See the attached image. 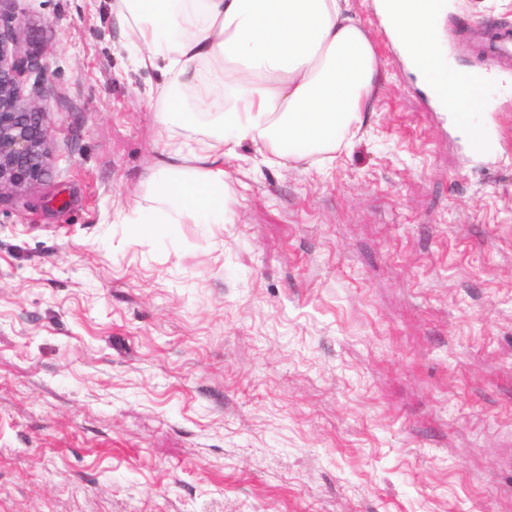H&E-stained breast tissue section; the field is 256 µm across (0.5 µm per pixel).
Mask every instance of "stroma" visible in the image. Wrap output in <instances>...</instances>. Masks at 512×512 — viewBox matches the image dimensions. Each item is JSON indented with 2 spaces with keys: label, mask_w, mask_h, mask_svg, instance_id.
I'll use <instances>...</instances> for the list:
<instances>
[{
  "label": "stroma",
  "mask_w": 512,
  "mask_h": 512,
  "mask_svg": "<svg viewBox=\"0 0 512 512\" xmlns=\"http://www.w3.org/2000/svg\"><path fill=\"white\" fill-rule=\"evenodd\" d=\"M351 4L368 127L321 171L240 145L228 223L167 236L112 221L163 146L112 0H11L52 111L0 196V512H512V0H450L462 120ZM442 81L457 85H448L444 88L448 112L455 111L456 108L460 106L464 107L467 112H479L483 105L484 98L462 90L458 86L479 91L484 94L487 93L489 86L486 80V74L483 70L451 69L449 73L443 76Z\"/></svg>",
  "instance_id": "stroma-1"
}]
</instances>
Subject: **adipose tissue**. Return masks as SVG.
Instances as JSON below:
<instances>
[{"label":"adipose tissue","instance_id":"ef3b65f1","mask_svg":"<svg viewBox=\"0 0 512 512\" xmlns=\"http://www.w3.org/2000/svg\"><path fill=\"white\" fill-rule=\"evenodd\" d=\"M380 15L402 53L422 56L419 83L446 67L428 0H389ZM112 22L131 64L157 77L145 102L164 139L147 205L118 219L161 233L225 223L224 160L243 143L283 162H332L386 79L349 0H114Z\"/></svg>","mask_w":512,"mask_h":512}]
</instances>
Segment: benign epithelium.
I'll use <instances>...</instances> for the list:
<instances>
[{"instance_id":"1","label":"benign epithelium","mask_w":512,"mask_h":512,"mask_svg":"<svg viewBox=\"0 0 512 512\" xmlns=\"http://www.w3.org/2000/svg\"><path fill=\"white\" fill-rule=\"evenodd\" d=\"M31 78L46 81L47 69L0 12V195L41 180L50 158L52 109L43 96L25 94Z\"/></svg>"}]
</instances>
